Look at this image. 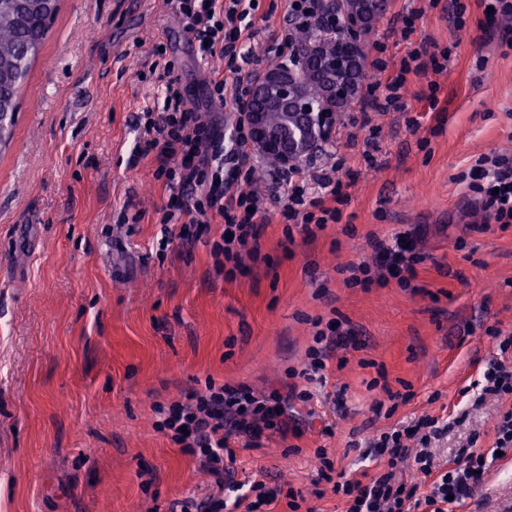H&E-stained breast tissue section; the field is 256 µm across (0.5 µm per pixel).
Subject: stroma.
I'll return each instance as SVG.
<instances>
[{"label": "stroma", "instance_id": "1", "mask_svg": "<svg viewBox=\"0 0 512 512\" xmlns=\"http://www.w3.org/2000/svg\"><path fill=\"white\" fill-rule=\"evenodd\" d=\"M417 29L439 46L457 43L436 80L444 109L430 110L414 80L404 112L336 116L332 141L353 173L342 219L305 239L288 231L282 205L264 198L261 259L244 257L228 279L205 243L157 249L167 193L152 159L133 161L134 115L162 104L138 79L150 50L166 57L191 99L204 98L207 66L165 0H60L51 32L19 93L0 145V512H155L206 499L213 477L154 428L155 403L183 399L207 382L262 394L288 384L313 343L314 317L347 321L301 432L236 448L241 483L288 492L316 512H343L318 482L316 449L360 478L362 448L422 416L453 423L433 445L446 466L472 434L493 444L512 397L479 399L474 386L497 348L487 330H512V225L483 227L457 177L479 156L512 153V51L503 52L481 8L469 25L447 7ZM378 129L375 165L362 158ZM422 225L424 260L410 287L350 288L348 267L374 263L371 237ZM385 377L412 397L392 416L371 409ZM512 506V469L494 466L466 512Z\"/></svg>", "mask_w": 512, "mask_h": 512}]
</instances>
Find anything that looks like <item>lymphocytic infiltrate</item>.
<instances>
[{
	"label": "lymphocytic infiltrate",
	"mask_w": 512,
	"mask_h": 512,
	"mask_svg": "<svg viewBox=\"0 0 512 512\" xmlns=\"http://www.w3.org/2000/svg\"><path fill=\"white\" fill-rule=\"evenodd\" d=\"M174 10L191 34L201 62L218 57L224 66L209 70L204 81L206 106L190 99L172 65H165L155 81L163 92V106L144 107L134 119L139 133L134 154L153 157L154 177L161 181L170 199L160 211L161 236L166 241L191 245L199 240L203 225L223 219L224 232L213 242L214 255L223 257L225 277H235L242 257L258 254L265 222L259 207L262 192L255 177L254 157L249 151L250 130L240 109L257 70L254 39L265 14L255 0H174ZM285 33L272 52L287 56L292 46L294 25L315 24L335 29L341 21L336 13H325L324 0H284ZM423 11L402 7L397 17L406 47L394 62L375 58L373 69L378 80L360 101L361 112H402L410 77L446 71L455 45L429 51L426 38L417 34L416 22ZM338 165L324 169L315 163L269 175V188L276 191L289 223L300 227L306 238L316 230L338 222L345 204V185L338 178ZM467 187L475 206L486 220L512 224V154L491 153L476 159L468 172ZM417 229L392 234L391 238H372L370 246L376 265L353 267L346 284L364 288L396 280L407 288L415 267L423 257L414 246ZM313 344L301 370L289 371L287 391L272 390L255 395L239 386L208 384L205 391L188 395L186 401L156 406L155 428L174 444L193 456L201 469L214 477L221 493L199 503L180 501L167 512H257L273 503L276 495L263 482L255 481L249 493L234 480L225 463L232 456L235 440L253 445L264 432L287 434L295 426L294 403L310 406L314 394L308 385L325 381L324 371L331 353L353 329L340 321L315 320ZM500 355L484 368L477 385L482 396H512V362L503 358L512 351V332L494 327L488 331ZM448 434L447 421L425 416L414 424L390 428L369 442L366 455L374 464L367 481L331 479L334 465L325 450H318L319 475L332 481V490L343 496L344 512H457L471 498L497 457H512V410L504 412L494 427L491 448L468 444L459 449L452 466L436 469L432 442ZM430 480V492L418 496L409 483L406 469Z\"/></svg>",
	"instance_id": "lymphocytic-infiltrate-1"
}]
</instances>
